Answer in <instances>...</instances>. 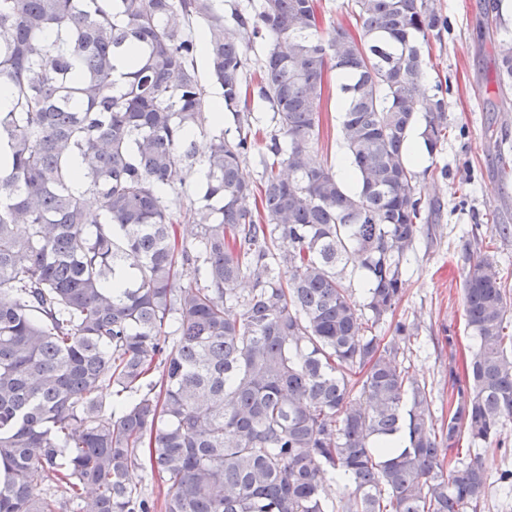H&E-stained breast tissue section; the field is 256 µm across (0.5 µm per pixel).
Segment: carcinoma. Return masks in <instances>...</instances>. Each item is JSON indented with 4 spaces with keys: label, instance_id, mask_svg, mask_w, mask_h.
<instances>
[{
    "label": "carcinoma",
    "instance_id": "1",
    "mask_svg": "<svg viewBox=\"0 0 512 512\" xmlns=\"http://www.w3.org/2000/svg\"><path fill=\"white\" fill-rule=\"evenodd\" d=\"M349 7L357 32L325 37L316 0L228 18L217 0H0V512H479L488 476L452 451L463 434L502 447L512 419V294L494 258L462 268L477 347L466 384L449 370L448 432L398 363L418 328L377 335L423 229L409 132L429 154L448 135L443 90L423 81L445 18L436 0ZM195 21L237 132L210 134L202 158ZM497 49L504 88L512 43ZM331 70L352 188L315 154ZM255 99L276 123L260 151ZM255 150L257 186L240 174ZM195 175L181 224L169 191ZM142 448L160 506L128 482Z\"/></svg>",
    "mask_w": 512,
    "mask_h": 512
}]
</instances>
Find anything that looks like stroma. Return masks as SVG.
Instances as JSON below:
<instances>
[{"label": "stroma", "mask_w": 512, "mask_h": 512, "mask_svg": "<svg viewBox=\"0 0 512 512\" xmlns=\"http://www.w3.org/2000/svg\"><path fill=\"white\" fill-rule=\"evenodd\" d=\"M448 25L431 36L424 52L427 88L448 85L449 134L427 157L419 188L428 207L424 231L408 256L406 284L393 316L378 330L391 338L397 323L417 325L400 356L432 392L435 430L448 427V370L461 366L475 345L465 323L462 276L456 263L463 256H494L512 293V237L500 238L494 225H512V170L501 157L512 158V88L500 91L494 39H512V0H438ZM502 437L507 445L481 453L492 484L480 512H512V492L497 483L512 470V421Z\"/></svg>", "instance_id": "1"}]
</instances>
